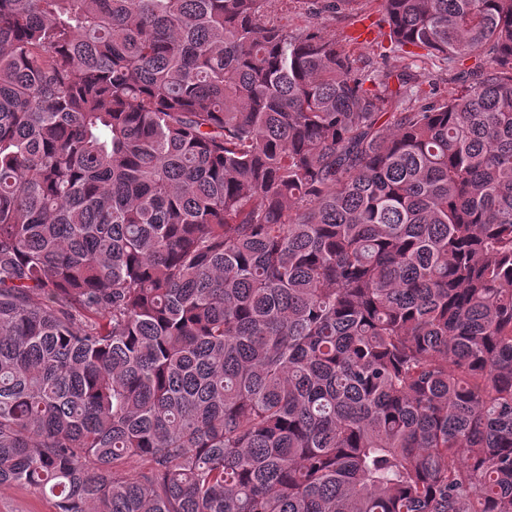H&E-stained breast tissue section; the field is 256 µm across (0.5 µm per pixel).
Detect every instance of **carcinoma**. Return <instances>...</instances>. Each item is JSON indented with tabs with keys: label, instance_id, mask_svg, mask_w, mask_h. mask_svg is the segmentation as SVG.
I'll return each instance as SVG.
<instances>
[{
	"label": "carcinoma",
	"instance_id": "1",
	"mask_svg": "<svg viewBox=\"0 0 512 512\" xmlns=\"http://www.w3.org/2000/svg\"><path fill=\"white\" fill-rule=\"evenodd\" d=\"M272 2L0 0V486L512 512V0ZM275 12L288 16L291 24L298 27L307 26L313 22L324 29L328 34H335L336 38L343 41V45L347 51L359 59V65L371 68L377 66L380 62L378 53L383 50L375 42L359 44L357 42L348 41V37L352 35L358 22L345 16L344 14L322 13L318 18L309 14L308 4L302 0H288L275 3ZM416 64L421 69L426 72L431 73L437 82H439V86L442 91L448 93L453 91L455 88L459 86L457 82L448 81L450 75L448 74V63L443 61L441 58L434 57H425L420 58L416 61Z\"/></svg>",
	"mask_w": 512,
	"mask_h": 512
}]
</instances>
